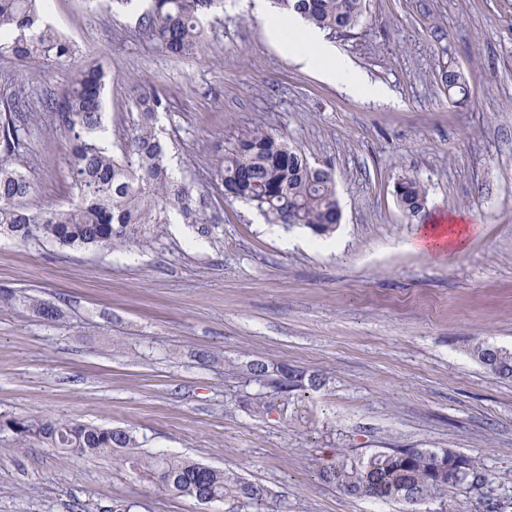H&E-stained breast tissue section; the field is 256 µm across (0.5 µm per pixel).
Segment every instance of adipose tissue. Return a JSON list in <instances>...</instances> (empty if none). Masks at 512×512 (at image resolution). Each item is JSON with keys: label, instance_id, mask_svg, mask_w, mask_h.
Returning <instances> with one entry per match:
<instances>
[{"label": "adipose tissue", "instance_id": "ef3b65f1", "mask_svg": "<svg viewBox=\"0 0 512 512\" xmlns=\"http://www.w3.org/2000/svg\"><path fill=\"white\" fill-rule=\"evenodd\" d=\"M253 14L262 19L268 36L281 42L289 56L303 69L318 73L326 81L345 93L364 99L385 101L388 91L373 83L355 63L341 54L320 32L303 27L299 18L290 14H276L266 8V0H245ZM419 240L436 254H456L467 245L468 227L453 223L447 232H438L436 225L420 226Z\"/></svg>", "mask_w": 512, "mask_h": 512}]
</instances>
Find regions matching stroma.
<instances>
[{"instance_id": "1", "label": "stroma", "mask_w": 512, "mask_h": 512, "mask_svg": "<svg viewBox=\"0 0 512 512\" xmlns=\"http://www.w3.org/2000/svg\"><path fill=\"white\" fill-rule=\"evenodd\" d=\"M133 8L47 0L46 21L111 73L103 144L118 152L145 93L177 176L211 192L215 235L166 225L115 251H60L0 236V295L58 305L49 323L0 303V420L38 417L130 430L146 454H175L263 486L257 512H402L352 498L319 477L336 448H447L487 476L428 512H512V379L491 375L476 344L512 349V0H367L335 45L391 100L346 95L303 71L244 0L203 20L211 46L175 59L136 32ZM32 100L62 92L70 66L0 58ZM461 71L467 100L441 84ZM262 127L332 166L341 222L333 248L311 229L267 223L212 188L220 150ZM67 139L34 128L21 164L34 209L68 206ZM411 176L427 189L418 221L393 194ZM470 229L463 253L440 258L420 224ZM295 238L285 247L283 236ZM214 351L216 363L201 360ZM288 364L325 377L286 415H250L243 367ZM230 512L164 493L107 456L58 450L0 431V512Z\"/></svg>"}]
</instances>
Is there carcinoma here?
I'll return each instance as SVG.
<instances>
[{
    "instance_id": "carcinoma-1",
    "label": "carcinoma",
    "mask_w": 512,
    "mask_h": 512,
    "mask_svg": "<svg viewBox=\"0 0 512 512\" xmlns=\"http://www.w3.org/2000/svg\"><path fill=\"white\" fill-rule=\"evenodd\" d=\"M41 0H0V57L22 62L52 60L74 68L70 86L48 96L41 107L30 104L22 76L0 70V233L21 242L39 238L60 249L116 248L130 242H147L171 223L190 224L204 235L218 225L209 223L207 202L192 183L178 179L169 166V151L156 128V115L166 110L165 97L154 91L139 99L138 119L121 152L114 155L99 144L103 91L112 75L96 61L76 57L73 44L42 24ZM221 0H151L138 15L137 25L173 58L202 55L207 50L201 18ZM366 0H272L275 8L299 14L310 26L331 35L354 29L365 11ZM448 95H466L462 73L442 72ZM47 119L69 139L66 160L68 190L76 202L63 208L31 210L26 200L35 192L32 178L18 165L29 128ZM213 177L227 198L253 204L271 223L302 224L326 236L336 230L341 212L336 198L334 171L314 166L296 148L268 131L257 128L224 152L214 165ZM393 193L407 218L419 216L427 200L423 183L405 177ZM474 356L492 375L512 378V352L477 345ZM246 369L261 390L244 406L256 416L284 414L295 392L318 388L324 378L283 365L284 381L269 379L268 365L252 361ZM0 427L23 442L37 441L62 454L109 455L120 464L154 480L165 492L190 497L205 505L231 500L260 504L264 489L232 472L218 470L172 454L141 455L136 439L126 429L48 421L39 418L8 419ZM453 451L431 448H384L367 456L345 450L324 464L323 482L359 498L398 501L406 512H419L429 501H444L448 490L485 482L476 460L448 482Z\"/></svg>"
}]
</instances>
